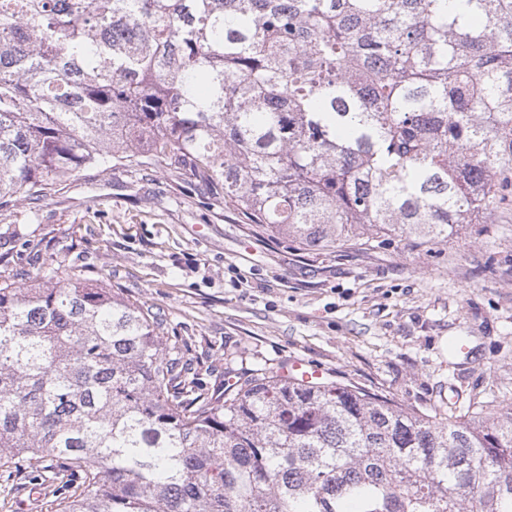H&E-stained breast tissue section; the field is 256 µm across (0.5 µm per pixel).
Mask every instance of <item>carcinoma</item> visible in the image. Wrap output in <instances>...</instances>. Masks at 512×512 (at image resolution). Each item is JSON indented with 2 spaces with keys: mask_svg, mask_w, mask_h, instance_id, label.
Here are the masks:
<instances>
[{
  "mask_svg": "<svg viewBox=\"0 0 512 512\" xmlns=\"http://www.w3.org/2000/svg\"><path fill=\"white\" fill-rule=\"evenodd\" d=\"M134 163L304 249L448 240L512 198V0H0V208ZM55 512H512V409L274 368L205 393L166 322L0 260V469ZM49 462L21 469L7 479L0 469V512H54L53 501L65 496V479L45 468Z\"/></svg>",
  "mask_w": 512,
  "mask_h": 512,
  "instance_id": "carcinoma-1",
  "label": "carcinoma"
}]
</instances>
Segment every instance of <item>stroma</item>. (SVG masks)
<instances>
[{"label": "stroma", "mask_w": 512, "mask_h": 512, "mask_svg": "<svg viewBox=\"0 0 512 512\" xmlns=\"http://www.w3.org/2000/svg\"><path fill=\"white\" fill-rule=\"evenodd\" d=\"M0 257L17 284L57 260L159 311L210 391L303 358L423 411L512 405V204L435 245L305 252L190 179L119 166L0 210ZM65 493L41 464L0 473V512H53Z\"/></svg>", "instance_id": "35a3bbf8"}]
</instances>
